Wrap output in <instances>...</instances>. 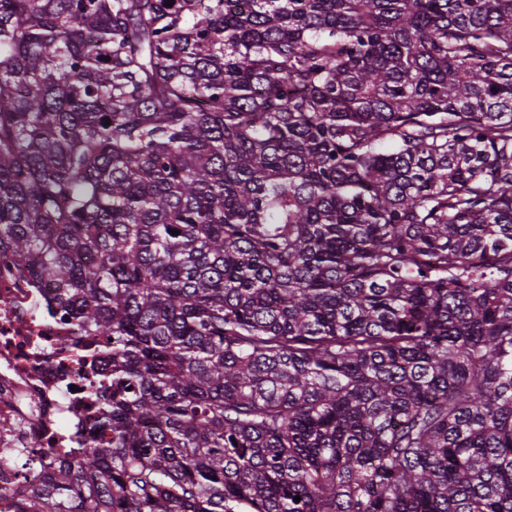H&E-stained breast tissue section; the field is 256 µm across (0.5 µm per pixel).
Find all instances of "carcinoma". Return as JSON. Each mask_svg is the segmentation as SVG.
I'll use <instances>...</instances> for the list:
<instances>
[{"label": "carcinoma", "instance_id": "obj_1", "mask_svg": "<svg viewBox=\"0 0 512 512\" xmlns=\"http://www.w3.org/2000/svg\"><path fill=\"white\" fill-rule=\"evenodd\" d=\"M0 252L101 367L18 512H512V0H0Z\"/></svg>", "mask_w": 512, "mask_h": 512}]
</instances>
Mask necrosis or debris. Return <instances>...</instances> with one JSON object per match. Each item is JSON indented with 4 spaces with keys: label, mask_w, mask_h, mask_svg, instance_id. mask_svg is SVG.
Wrapping results in <instances>:
<instances>
[{
    "label": "necrosis or debris",
    "mask_w": 512,
    "mask_h": 512,
    "mask_svg": "<svg viewBox=\"0 0 512 512\" xmlns=\"http://www.w3.org/2000/svg\"><path fill=\"white\" fill-rule=\"evenodd\" d=\"M50 286L27 287L0 265V446L18 456L0 460V512H16L7 488L37 481L65 449L83 442L88 377L60 355L74 339L69 323L48 306ZM43 445L30 447L32 437Z\"/></svg>",
    "instance_id": "1"
}]
</instances>
